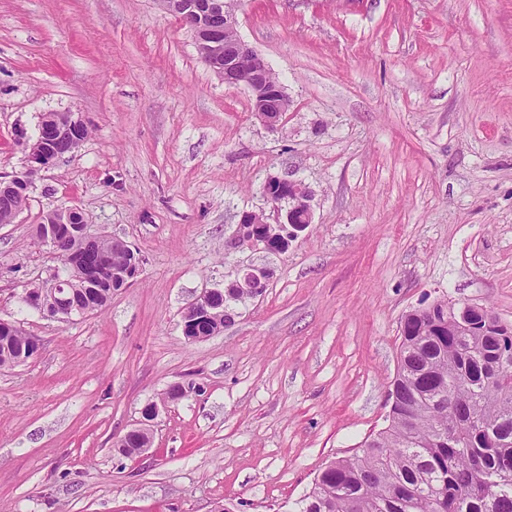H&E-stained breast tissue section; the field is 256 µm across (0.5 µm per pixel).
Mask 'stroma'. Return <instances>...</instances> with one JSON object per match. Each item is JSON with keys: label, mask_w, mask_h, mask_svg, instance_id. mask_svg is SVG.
Segmentation results:
<instances>
[{"label": "stroma", "mask_w": 512, "mask_h": 512, "mask_svg": "<svg viewBox=\"0 0 512 512\" xmlns=\"http://www.w3.org/2000/svg\"><path fill=\"white\" fill-rule=\"evenodd\" d=\"M240 36L285 86L276 129L158 0H0V175L51 113L79 148L0 224V320L41 344L0 368V512H294L328 462L387 426L400 322L441 299L512 325V0H241ZM301 181L285 253L232 245L263 186ZM75 208L139 252L97 314L22 303L62 265L35 236ZM251 265L261 295L188 342L184 309ZM174 383L151 446L116 441Z\"/></svg>", "instance_id": "1"}]
</instances>
